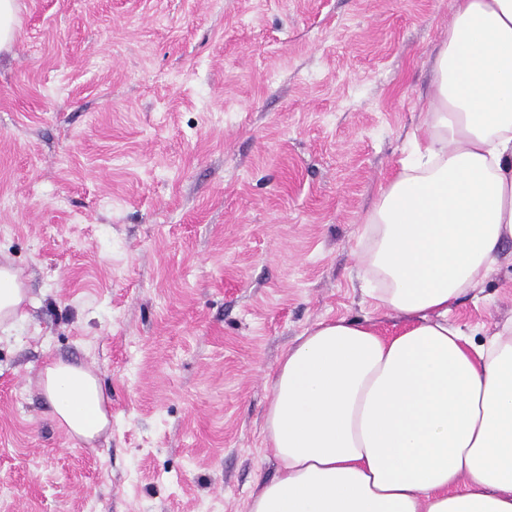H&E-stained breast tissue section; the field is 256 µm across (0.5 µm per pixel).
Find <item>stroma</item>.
Instances as JSON below:
<instances>
[{"label": "stroma", "mask_w": 512, "mask_h": 512, "mask_svg": "<svg viewBox=\"0 0 512 512\" xmlns=\"http://www.w3.org/2000/svg\"><path fill=\"white\" fill-rule=\"evenodd\" d=\"M454 0H19L0 55V512H246L268 376L323 320L392 329L359 236L409 151ZM512 319V242L449 315ZM91 368L72 439L38 373ZM27 289L18 274L8 265L0 266V327L3 331L23 317ZM39 385L56 422L80 444L92 445L112 428L110 398L89 369L51 361L41 368Z\"/></svg>", "instance_id": "obj_1"}]
</instances>
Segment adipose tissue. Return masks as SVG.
Listing matches in <instances>:
<instances>
[{
    "mask_svg": "<svg viewBox=\"0 0 512 512\" xmlns=\"http://www.w3.org/2000/svg\"><path fill=\"white\" fill-rule=\"evenodd\" d=\"M433 71L363 226L370 296L400 327L321 321L283 353L263 425L280 468L247 512H512V320L480 343L448 321L512 241V0H455ZM26 299L1 265V329ZM39 385L79 443L111 429L89 369L52 361Z\"/></svg>",
    "mask_w": 512,
    "mask_h": 512,
    "instance_id": "1",
    "label": "adipose tissue"
}]
</instances>
